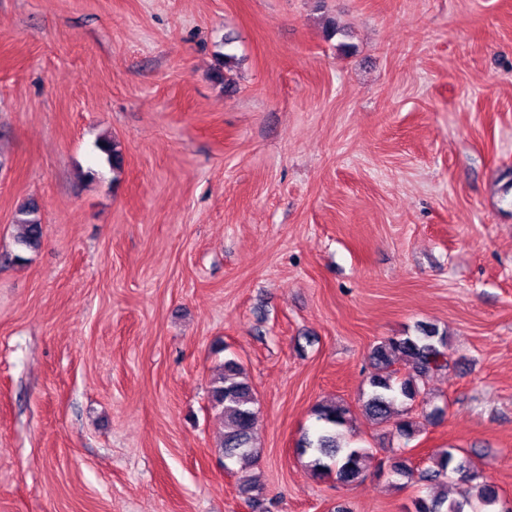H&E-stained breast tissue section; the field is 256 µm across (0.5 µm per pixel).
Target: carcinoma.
I'll return each mask as SVG.
<instances>
[{"mask_svg": "<svg viewBox=\"0 0 512 512\" xmlns=\"http://www.w3.org/2000/svg\"><path fill=\"white\" fill-rule=\"evenodd\" d=\"M105 162L113 168L121 164L118 144L102 139L95 144ZM19 228L16 244L34 251L43 242V225L37 207L27 202L16 214ZM447 335L435 326L411 335L393 336L374 345L370 351L372 373L370 391L362 399V409L376 424L391 423L399 436L410 441L420 432V423L412 416L413 403L423 395L424 380L432 371L448 367L444 360ZM402 363L405 372L394 369ZM212 405L224 417V436L220 444L224 459L231 465L247 468L257 461L254 446L256 425L255 394L234 359L224 360L222 371L212 382ZM316 425L297 442L296 453L307 458V465L319 479L333 478L342 484L356 482L364 470L366 449L351 448L342 430L352 421L348 405L333 401L318 404L314 410ZM432 467L419 473V480L436 488L431 494L413 500L415 512H504L498 509L501 496L497 485L475 466L459 448H442L431 454ZM461 474L468 485L458 498L448 495V471Z\"/></svg>", "mask_w": 512, "mask_h": 512, "instance_id": "obj_1", "label": "carcinoma"}]
</instances>
